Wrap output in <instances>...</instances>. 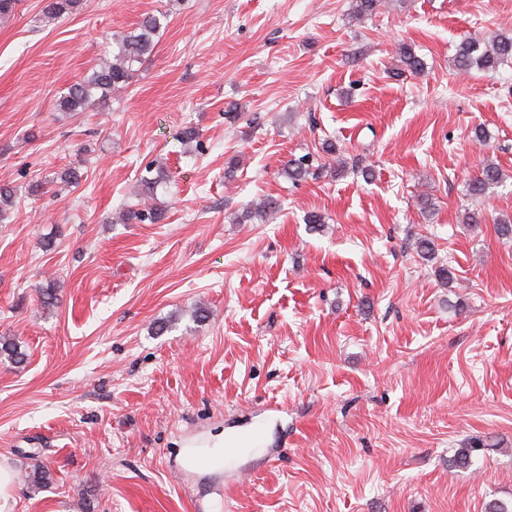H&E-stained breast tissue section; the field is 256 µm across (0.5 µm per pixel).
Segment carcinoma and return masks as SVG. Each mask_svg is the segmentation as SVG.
I'll use <instances>...</instances> for the list:
<instances>
[{
  "instance_id": "obj_1",
  "label": "carcinoma",
  "mask_w": 512,
  "mask_h": 512,
  "mask_svg": "<svg viewBox=\"0 0 512 512\" xmlns=\"http://www.w3.org/2000/svg\"><path fill=\"white\" fill-rule=\"evenodd\" d=\"M81 0H47L43 15L49 20L64 18L79 9ZM380 5V0H352L351 15L356 20L372 16ZM167 14L159 13L144 18L132 32L116 40V51L112 56L97 64L86 79L71 85L67 93L58 100V108L62 112H87L106 103L107 96L127 87L133 78V66L148 59L155 51L158 37ZM395 54L404 70L419 73L424 70L423 59L416 53L413 45L403 42L396 47ZM512 60V32L496 35L491 41L483 42L478 38H467L461 41L456 49L454 65L461 73L472 69L491 72L508 60ZM317 159L310 154L291 158L284 162L283 173L290 180H299L312 173ZM502 180L500 169L492 163L485 164L479 175L467 184L468 195L480 198L488 195L491 189ZM164 182L163 174L155 177H141L144 195L151 204L140 208H129L121 217L126 224L149 222L157 224L164 220L166 211L159 201L157 187ZM278 210V203L273 198H264L246 209L241 220L258 218L265 222L272 218ZM5 354L16 363L25 359L18 345L9 338H0V355Z\"/></svg>"
}]
</instances>
